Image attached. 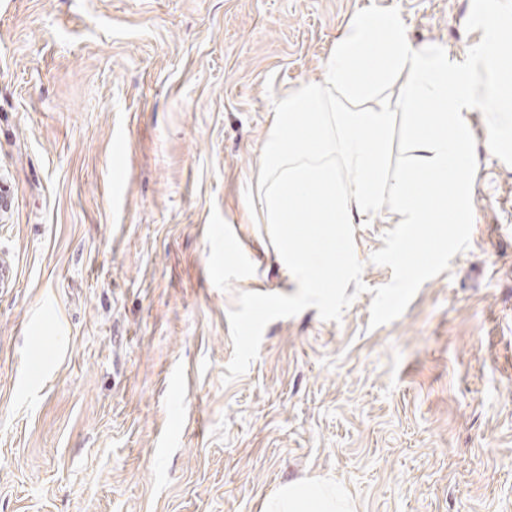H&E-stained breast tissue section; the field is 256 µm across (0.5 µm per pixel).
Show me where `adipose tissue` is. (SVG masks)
I'll return each mask as SVG.
<instances>
[{
  "instance_id": "adipose-tissue-1",
  "label": "adipose tissue",
  "mask_w": 512,
  "mask_h": 512,
  "mask_svg": "<svg viewBox=\"0 0 512 512\" xmlns=\"http://www.w3.org/2000/svg\"><path fill=\"white\" fill-rule=\"evenodd\" d=\"M264 512H350L342 488L333 483L297 481L270 497Z\"/></svg>"
}]
</instances>
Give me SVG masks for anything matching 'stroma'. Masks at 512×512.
Returning <instances> with one entry per match:
<instances>
[{
    "mask_svg": "<svg viewBox=\"0 0 512 512\" xmlns=\"http://www.w3.org/2000/svg\"><path fill=\"white\" fill-rule=\"evenodd\" d=\"M456 57L471 0H0V512H512V166L478 155L470 246L370 328L366 292L270 322L224 382L242 292L295 294L259 204L273 101L353 17ZM265 512H349L342 488L333 483L297 481L289 483L264 504Z\"/></svg>",
    "mask_w": 512,
    "mask_h": 512,
    "instance_id": "stroma-1",
    "label": "stroma"
}]
</instances>
